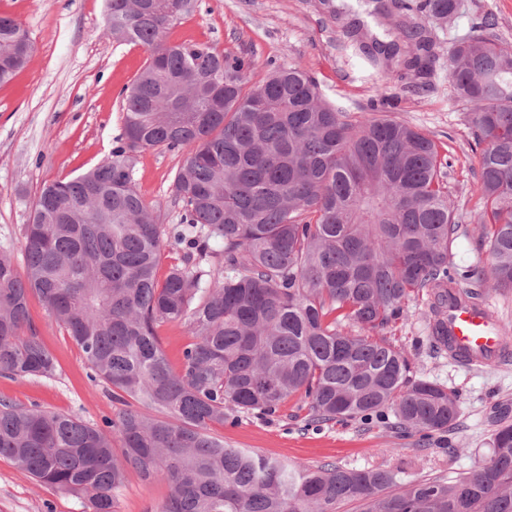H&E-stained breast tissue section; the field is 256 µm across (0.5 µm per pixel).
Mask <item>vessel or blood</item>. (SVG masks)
Segmentation results:
<instances>
[{
  "instance_id": "vessel-or-blood-1",
  "label": "vessel or blood",
  "mask_w": 512,
  "mask_h": 512,
  "mask_svg": "<svg viewBox=\"0 0 512 512\" xmlns=\"http://www.w3.org/2000/svg\"><path fill=\"white\" fill-rule=\"evenodd\" d=\"M442 317L448 330V347L458 362L474 367L512 356V345L505 343L486 308L449 296Z\"/></svg>"
}]
</instances>
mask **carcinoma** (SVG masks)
<instances>
[{
    "label": "carcinoma",
    "mask_w": 512,
    "mask_h": 512,
    "mask_svg": "<svg viewBox=\"0 0 512 512\" xmlns=\"http://www.w3.org/2000/svg\"><path fill=\"white\" fill-rule=\"evenodd\" d=\"M395 39L344 26L375 70L426 87L439 59L410 12L441 25L464 0L416 7L370 0ZM197 0H106L104 33L149 56L122 93L123 134L107 160L36 196L24 227L25 271L0 254V373L51 378L56 359L32 327L38 297L80 347L112 400L132 399L103 426L0 401V457L40 484L81 498L85 512H116L133 471L162 479L158 512H512V406L500 405L492 454L452 480L397 486L386 469L310 468L227 448L214 425L267 418L293 396L310 421L368 419L391 409L394 427L430 436L456 420L457 396L412 380L400 348L380 336L429 299L430 342L458 283L451 272L462 225L433 140L389 116L354 118L327 102L304 68H278L249 84L254 61L206 43L168 41ZM484 19L448 46L449 97L467 106L489 268L459 293L485 303L512 289V48ZM35 50L28 30L0 14V84ZM184 155L172 182L179 223L169 230L138 193L132 153ZM183 251L163 282L164 236ZM188 328L180 369L156 327ZM123 448L115 453L114 440Z\"/></svg>",
    "instance_id": "cac0c4a2"
}]
</instances>
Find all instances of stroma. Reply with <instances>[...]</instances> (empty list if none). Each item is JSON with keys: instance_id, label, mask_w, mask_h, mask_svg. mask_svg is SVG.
I'll list each match as a JSON object with an SVG mask.
<instances>
[{"instance_id": "obj_1", "label": "stroma", "mask_w": 512, "mask_h": 512, "mask_svg": "<svg viewBox=\"0 0 512 512\" xmlns=\"http://www.w3.org/2000/svg\"><path fill=\"white\" fill-rule=\"evenodd\" d=\"M320 0H198L196 10L171 30L172 42H207L218 50L254 58L249 74L258 82L275 66L291 63L315 77L325 99L353 116L384 112L431 138L450 157L444 174L463 231L454 247L462 270L486 265L473 230L478 177L472 168L475 142L465 106L449 101L448 73L435 65L428 90L416 91L375 72L346 49L341 20ZM493 15L492 34L512 47V0H465L453 28L437 29L429 16L423 28L440 44L470 32L475 15ZM0 14L28 30L35 53L26 67L0 86V253L23 266V229L43 185L84 173L112 153L121 131V90L133 83L148 57L137 45L115 42L104 33V0H0ZM181 154L156 148L137 151L134 179L159 223L179 220L170 203ZM408 314L386 330L390 343L410 362L412 378L454 391L459 415L448 431L423 438L391 429L392 414L348 422L309 425L308 410L289 400L277 417L240 416L236 425L213 427L226 446L315 466L383 468L398 484L448 477L487 460L492 412L512 403V358L492 367H466L429 342L428 299L416 297ZM32 325L58 361L55 377L13 380L0 376V399L20 407L76 415L98 424L138 402L112 401L104 384L91 378L81 349L53 324L39 299L30 302ZM168 485L130 474L116 493L117 512H156ZM0 512H83L81 501L40 485L0 457Z\"/></svg>"}]
</instances>
